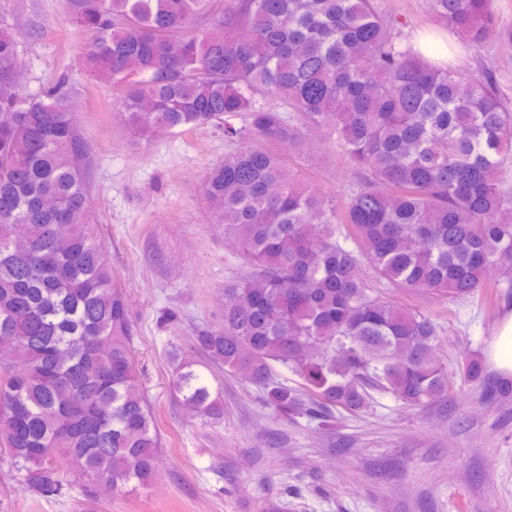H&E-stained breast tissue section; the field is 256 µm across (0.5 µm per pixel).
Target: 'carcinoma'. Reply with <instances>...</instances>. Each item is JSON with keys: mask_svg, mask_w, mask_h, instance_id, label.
Here are the masks:
<instances>
[{"mask_svg": "<svg viewBox=\"0 0 512 512\" xmlns=\"http://www.w3.org/2000/svg\"><path fill=\"white\" fill-rule=\"evenodd\" d=\"M143 136L224 127L240 144L204 193L250 267L224 285L223 321L194 330L211 364L258 386L283 416L324 426L372 392L425 407L454 395L440 325L372 293L495 303L512 295V109L495 74L445 67L401 42L375 0H67ZM476 50L503 38L494 0H428ZM20 33L0 27V445L28 487L64 476L122 491L156 474L160 439L139 391L126 301L94 234L85 143L64 96L17 91ZM242 118L241 126L231 123ZM320 130L349 168L342 202L286 153ZM350 240L355 249L340 240ZM501 279L489 287L485 267ZM299 378L290 386L275 365ZM490 405L512 379H482ZM205 418L223 413L189 364L174 382Z\"/></svg>", "mask_w": 512, "mask_h": 512, "instance_id": "obj_1", "label": "carcinoma"}]
</instances>
